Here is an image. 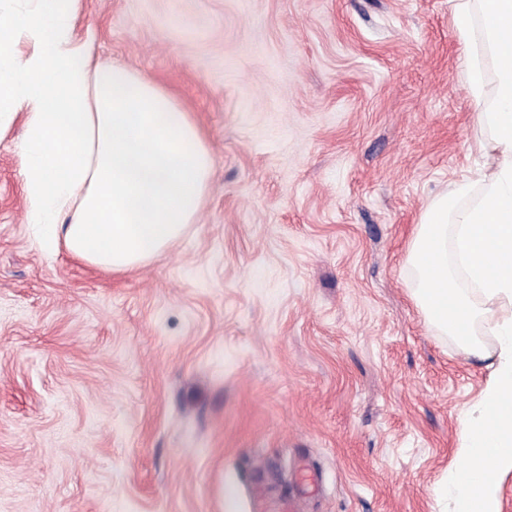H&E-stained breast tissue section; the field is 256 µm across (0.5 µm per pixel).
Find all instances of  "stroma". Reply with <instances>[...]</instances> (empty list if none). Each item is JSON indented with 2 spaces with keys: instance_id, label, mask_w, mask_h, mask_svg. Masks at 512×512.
Returning a JSON list of instances; mask_svg holds the SVG:
<instances>
[{
  "instance_id": "stroma-1",
  "label": "stroma",
  "mask_w": 512,
  "mask_h": 512,
  "mask_svg": "<svg viewBox=\"0 0 512 512\" xmlns=\"http://www.w3.org/2000/svg\"><path fill=\"white\" fill-rule=\"evenodd\" d=\"M204 131L194 224L137 269L37 248L0 137V512H452L491 376L427 324L424 209L491 167L451 0H80Z\"/></svg>"
}]
</instances>
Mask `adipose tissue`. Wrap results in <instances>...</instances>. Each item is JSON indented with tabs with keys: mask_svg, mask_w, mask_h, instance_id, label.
Listing matches in <instances>:
<instances>
[{
	"mask_svg": "<svg viewBox=\"0 0 512 512\" xmlns=\"http://www.w3.org/2000/svg\"><path fill=\"white\" fill-rule=\"evenodd\" d=\"M452 2L496 164L424 210L409 246L411 294L429 325L493 362L459 421L448 492L454 512H500L496 479L512 472V55L501 50L512 0ZM32 3L0 12V134L24 115L20 175L36 244L109 272L141 266L197 217L212 166L203 133L169 93L95 58L94 32L74 35L75 0ZM20 44L30 47L22 57L13 53Z\"/></svg>",
	"mask_w": 512,
	"mask_h": 512,
	"instance_id": "obj_1",
	"label": "adipose tissue"
}]
</instances>
